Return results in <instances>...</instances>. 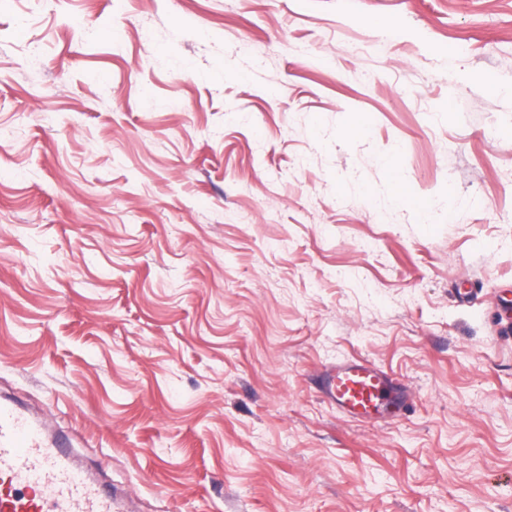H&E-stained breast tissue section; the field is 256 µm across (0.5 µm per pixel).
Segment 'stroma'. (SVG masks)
Segmentation results:
<instances>
[{
  "label": "stroma",
  "instance_id": "1",
  "mask_svg": "<svg viewBox=\"0 0 512 512\" xmlns=\"http://www.w3.org/2000/svg\"><path fill=\"white\" fill-rule=\"evenodd\" d=\"M509 302L512 0H0V395L124 512H512ZM326 400L356 421L398 418L411 400L408 386L368 358H352L327 366L320 373Z\"/></svg>",
  "mask_w": 512,
  "mask_h": 512
}]
</instances>
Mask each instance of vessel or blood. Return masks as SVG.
<instances>
[{
    "label": "vessel or blood",
    "instance_id": "1",
    "mask_svg": "<svg viewBox=\"0 0 512 512\" xmlns=\"http://www.w3.org/2000/svg\"><path fill=\"white\" fill-rule=\"evenodd\" d=\"M321 391L342 415L356 421L398 418L411 400L408 386L367 358L327 366ZM71 438L49 433L21 406L0 401V512H117V497L72 457Z\"/></svg>",
    "mask_w": 512,
    "mask_h": 512
}]
</instances>
